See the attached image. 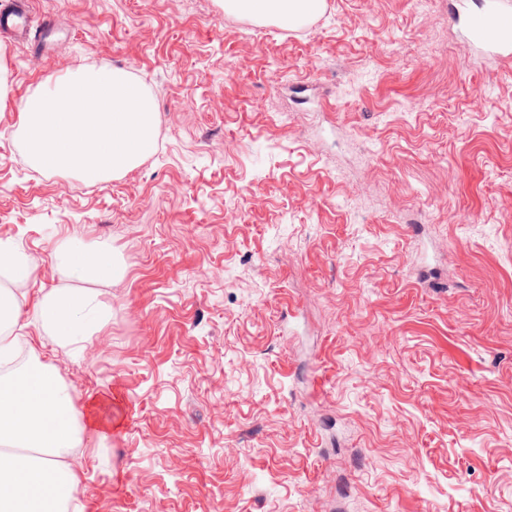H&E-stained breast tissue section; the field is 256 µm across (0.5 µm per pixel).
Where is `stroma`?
<instances>
[{"label":"stroma","instance_id":"35a3bbf8","mask_svg":"<svg viewBox=\"0 0 512 512\" xmlns=\"http://www.w3.org/2000/svg\"><path fill=\"white\" fill-rule=\"evenodd\" d=\"M479 2L34 0L51 46L0 38V241L39 261L15 358L103 394L82 512H512V57L468 37ZM103 64L152 149L35 168L22 101ZM69 238L125 267L94 358L39 332ZM323 0H224L225 12L294 25L322 5Z\"/></svg>","mask_w":512,"mask_h":512}]
</instances>
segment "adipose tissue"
<instances>
[{
    "label": "adipose tissue",
    "instance_id": "1",
    "mask_svg": "<svg viewBox=\"0 0 512 512\" xmlns=\"http://www.w3.org/2000/svg\"><path fill=\"white\" fill-rule=\"evenodd\" d=\"M323 0H224L227 12L294 25ZM53 261L66 286L41 292L36 303L40 327L61 348L83 349L111 319V308L90 291L68 283L122 277L124 269L111 248H91L81 240L62 242ZM0 361L9 360L17 338L14 329L21 301L15 283L33 279L35 260L0 243ZM97 395L83 407L73 398L53 367L37 362L0 377V512H69L79 492L74 451L86 438L102 437L96 419Z\"/></svg>",
    "mask_w": 512,
    "mask_h": 512
}]
</instances>
